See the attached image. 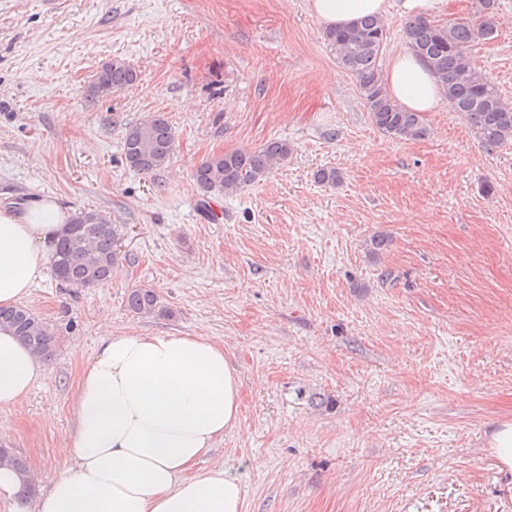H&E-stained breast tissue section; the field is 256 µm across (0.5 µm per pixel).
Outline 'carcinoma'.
<instances>
[{"label":"carcinoma","instance_id":"cac0c4a2","mask_svg":"<svg viewBox=\"0 0 512 512\" xmlns=\"http://www.w3.org/2000/svg\"><path fill=\"white\" fill-rule=\"evenodd\" d=\"M496 0H480L475 19H454L439 24L425 17L406 23L408 49L423 59L438 78L444 97L460 113L485 147L492 150L512 142V107L497 86L470 60L472 47L489 39L495 28ZM324 40L338 64L356 80L360 95L375 127L391 139L422 140L429 129L420 112L395 101L379 67L387 30L382 18L368 16L346 28H328ZM137 72L119 60L101 64L91 85L90 98H107L133 84ZM175 131L168 118L156 112L138 122L125 124L124 155L128 166L150 174L163 167L174 150ZM291 145L271 140L254 152H225L200 163L194 181L201 200L215 194H234L246 185L263 180L274 166L288 159ZM68 235L52 251L51 268L59 285L91 290L107 284L119 261L135 259L121 254L118 229L110 217L96 210H81L69 220ZM126 309L142 317L171 315L154 288L135 286L127 291ZM0 328L12 331L43 361L55 356L58 341L52 326L23 305L0 307ZM7 463L23 478V499L35 492L26 461L10 453Z\"/></svg>","mask_w":512,"mask_h":512}]
</instances>
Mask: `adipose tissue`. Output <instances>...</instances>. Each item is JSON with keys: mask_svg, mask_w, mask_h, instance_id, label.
I'll use <instances>...</instances> for the list:
<instances>
[{"mask_svg": "<svg viewBox=\"0 0 512 512\" xmlns=\"http://www.w3.org/2000/svg\"><path fill=\"white\" fill-rule=\"evenodd\" d=\"M325 27L385 16L389 0H309ZM390 95L414 112L443 101L426 63L403 51L390 60ZM54 197L0 206V306L29 295L47 250L67 232ZM44 367L0 330V408L19 404ZM69 435L74 464L15 512H242L237 481L197 471L202 457L239 424V377L224 348L205 337L143 333L104 338L81 371Z\"/></svg>", "mask_w": 512, "mask_h": 512, "instance_id": "ef3b65f1", "label": "adipose tissue"}]
</instances>
